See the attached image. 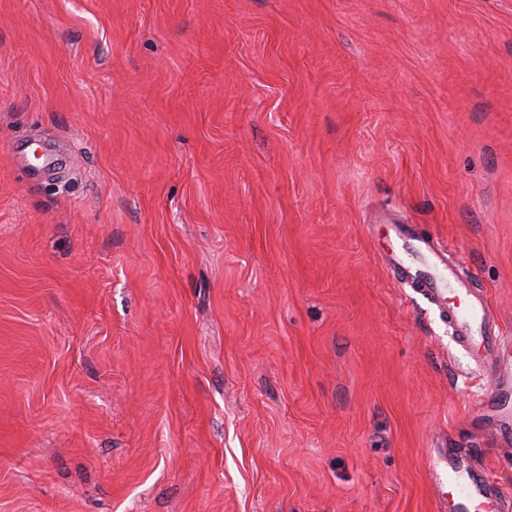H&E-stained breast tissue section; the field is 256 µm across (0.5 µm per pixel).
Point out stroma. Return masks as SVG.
Masks as SVG:
<instances>
[{"label":"stroma","mask_w":512,"mask_h":512,"mask_svg":"<svg viewBox=\"0 0 512 512\" xmlns=\"http://www.w3.org/2000/svg\"><path fill=\"white\" fill-rule=\"evenodd\" d=\"M386 221L512 336V0H0V512L512 499ZM434 482L443 490L441 510L448 512H503V498L486 473L476 469L457 448H441L432 466Z\"/></svg>","instance_id":"35a3bbf8"}]
</instances>
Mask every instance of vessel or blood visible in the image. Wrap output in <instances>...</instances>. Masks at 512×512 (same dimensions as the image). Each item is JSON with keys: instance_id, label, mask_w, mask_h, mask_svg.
Masks as SVG:
<instances>
[{"instance_id": "obj_1", "label": "vessel or blood", "mask_w": 512, "mask_h": 512, "mask_svg": "<svg viewBox=\"0 0 512 512\" xmlns=\"http://www.w3.org/2000/svg\"><path fill=\"white\" fill-rule=\"evenodd\" d=\"M394 233L396 240L386 261L447 317L459 344L479 367L490 371L492 382L482 399L489 432L511 435L512 424L500 419L499 413L512 404V338L501 331L484 294L463 278L450 247L425 239L413 242L399 227ZM432 474L443 491L440 503L445 512H504L500 492L460 449L439 450Z\"/></svg>"}]
</instances>
